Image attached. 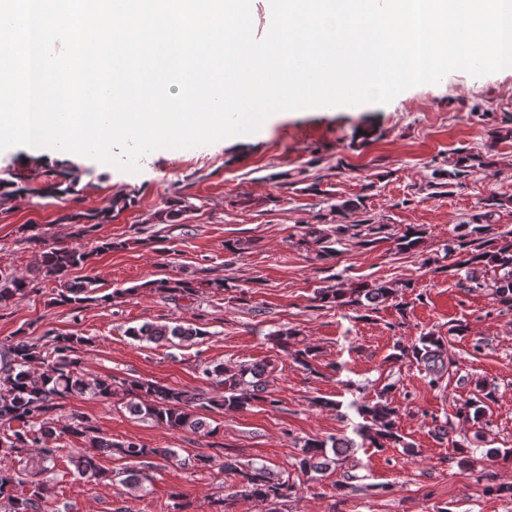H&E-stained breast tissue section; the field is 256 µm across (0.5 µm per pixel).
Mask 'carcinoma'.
Masks as SVG:
<instances>
[{
    "instance_id": "cac0c4a2",
    "label": "carcinoma",
    "mask_w": 512,
    "mask_h": 512,
    "mask_svg": "<svg viewBox=\"0 0 512 512\" xmlns=\"http://www.w3.org/2000/svg\"><path fill=\"white\" fill-rule=\"evenodd\" d=\"M463 233L456 242L448 246L450 255L458 256L457 269H466V280L471 288H490L495 301L512 308V231L491 235L492 225L478 220L476 224H463ZM425 231L418 225L408 224L396 237V249L402 252L416 251ZM307 235L320 246L318 256L329 259L336 249L329 244L330 236L316 228L307 230ZM89 254L79 248L61 246L45 252L42 260L43 273L60 282L57 301L73 306L89 301H108L110 296L96 295L97 288L91 280L68 279L69 271L84 265ZM490 268L493 277L477 275V268ZM149 287L161 294L194 291L189 282L159 280ZM28 292L24 278L10 274L0 276V306L22 299ZM398 288L381 281L364 284L357 288H321L315 300L322 304L348 306L367 302L373 306L394 300ZM126 335L134 340L150 342L180 341L206 335L195 323L179 321L170 324H144L126 329ZM280 351L292 356L294 361L307 370H313L311 361L316 356L313 346L294 348L297 332L291 328L273 333ZM89 344L83 336H48L43 343L23 338L9 340L0 345V425L7 434L0 436V448L19 451L37 448L47 458L57 452L46 446L50 439L63 435L83 439L88 449H75L70 463L82 477L90 481L112 479V472L101 465V458L118 456L135 465V469L122 480L126 487H140L150 480L148 471L154 468V459H175L172 448H148L137 442H116L101 435L91 421L78 414L61 419L53 416L61 406V400L87 396L102 402L116 397L126 400L129 412L139 418L174 431H190L208 437L217 432L205 420L203 412L213 409L243 410L257 403L274 404L268 399L266 373L274 370L269 364H239L227 367L217 364L204 370V375L215 387L211 396L195 389L173 388L145 379L89 378L80 369L78 353ZM392 359H409L424 367L430 384L438 383L449 372L448 347L445 340L427 332L415 342L396 344ZM45 364L40 376L32 374L31 366L36 362ZM393 385L386 384L377 399L356 406L357 413L365 424L357 429L362 444L371 448H406L400 434L401 409L391 399ZM496 401L495 391L484 383L477 384V394L465 400L457 408L456 418L465 424L480 426L485 419L489 403ZM356 444L346 438L308 439L296 460L303 474L321 473L330 468H343L349 452ZM224 469L240 476L237 489L221 500L223 510L230 512L229 500L241 497L256 499L270 505L269 512H282V507L295 492V484L289 479L274 476L265 465H251L245 469L236 461L224 460ZM45 484L32 480L29 474L8 465L0 466V503L7 512H44Z\"/></svg>"
}]
</instances>
